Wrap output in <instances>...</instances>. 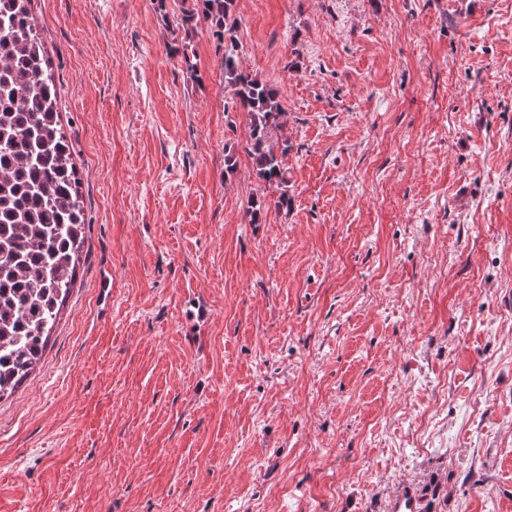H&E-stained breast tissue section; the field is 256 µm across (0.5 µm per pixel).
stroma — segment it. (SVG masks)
Masks as SVG:
<instances>
[{
  "instance_id": "obj_1",
  "label": "stroma",
  "mask_w": 512,
  "mask_h": 512,
  "mask_svg": "<svg viewBox=\"0 0 512 512\" xmlns=\"http://www.w3.org/2000/svg\"><path fill=\"white\" fill-rule=\"evenodd\" d=\"M188 4L32 0L84 246L0 504L512 512V0H236L286 212Z\"/></svg>"
}]
</instances>
